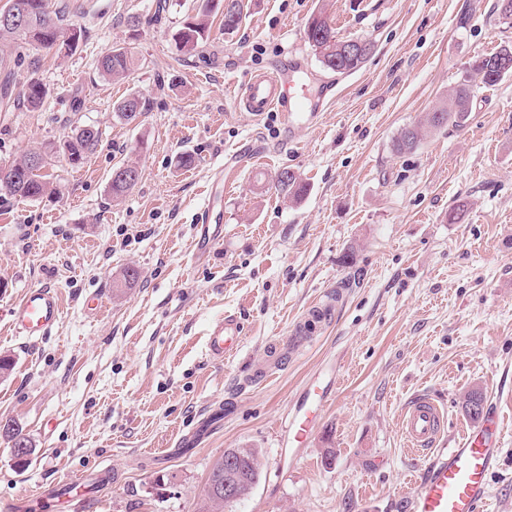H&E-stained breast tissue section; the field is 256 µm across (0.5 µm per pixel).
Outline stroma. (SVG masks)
Returning <instances> with one entry per match:
<instances>
[{"label":"stroma","mask_w":512,"mask_h":512,"mask_svg":"<svg viewBox=\"0 0 512 512\" xmlns=\"http://www.w3.org/2000/svg\"><path fill=\"white\" fill-rule=\"evenodd\" d=\"M58 2L85 37L64 59L42 51L16 67L17 82L39 78L48 96L39 111L0 112V165L81 125L102 145L80 168L53 159L56 194L0 198V354L14 360L0 421L33 448L19 466L0 436V505L103 471L86 512H195L225 450L256 448L257 485L223 512H404L422 467L400 432L403 407L436 397L456 438L477 389L505 433L488 512H512V76L474 86L466 125L393 150L473 60L512 45V18L495 0H243L241 25L213 24L182 64L173 35L202 0L163 11L159 0ZM320 9L338 38L373 44L357 71L322 66L305 36ZM115 45L138 64L109 82L95 63ZM292 59L333 97L291 141L276 113L254 119L226 87ZM132 94L148 110L128 123L114 106ZM185 152L194 162L178 166ZM122 163L141 175L117 203L108 182ZM284 169L308 185L300 202L274 186ZM457 202L466 212L452 223ZM208 206L224 239L200 255ZM128 267L139 272L130 285ZM41 286L57 290L62 315L34 342L13 333L10 313ZM97 293L101 308H87ZM229 314L244 343L216 364L208 330ZM332 361L341 382L318 431L299 452L280 447L293 400Z\"/></svg>","instance_id":"stroma-1"}]
</instances>
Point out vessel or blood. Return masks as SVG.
Wrapping results in <instances>:
<instances>
[{
    "label": "vessel or blood",
    "mask_w": 512,
    "mask_h": 512,
    "mask_svg": "<svg viewBox=\"0 0 512 512\" xmlns=\"http://www.w3.org/2000/svg\"><path fill=\"white\" fill-rule=\"evenodd\" d=\"M328 94H313L307 83L289 69L250 75L238 89L237 107L260 117L279 113L287 138L316 127ZM197 247L209 250L224 238V228L203 211L198 220ZM60 299L55 289H28L12 310L15 334L36 340L47 335L61 318ZM243 342V325L233 315L215 322L207 339V355L220 362L235 356ZM337 390L335 379L314 380L303 391L294 411L282 427L281 445L304 448L317 430L322 409ZM499 416L492 413L475 421L457 439H449L443 408L427 394L411 399L403 408L400 430L422 459L424 473L417 489L406 501L407 512H485L489 478L501 455L502 433ZM86 494L79 482L66 483L65 491L54 497L35 496L10 505L9 512H82Z\"/></svg>",
    "instance_id": "b4317fda"
}]
</instances>
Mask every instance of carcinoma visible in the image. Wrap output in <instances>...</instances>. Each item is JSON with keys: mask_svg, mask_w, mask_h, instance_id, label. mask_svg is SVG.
<instances>
[{"mask_svg": "<svg viewBox=\"0 0 512 512\" xmlns=\"http://www.w3.org/2000/svg\"><path fill=\"white\" fill-rule=\"evenodd\" d=\"M221 0H205V3L196 14L187 17L182 27L175 33L176 43L185 54L194 53L200 44L206 41L211 31L209 22L210 13L215 3ZM10 9L28 12L37 26L31 30L11 29L0 25V49L8 48L20 59L24 55L41 50H55L59 56L72 54L74 45L59 41L68 31L77 27L69 16V12L52 4V0H8ZM224 29L233 30L238 27L242 19L241 0H228L224 5ZM306 36L308 41L318 51L320 62L330 70H340L344 73L353 72L361 67L366 60L364 56L347 57L340 51L342 40L337 38L328 17L324 13L314 14L307 23ZM134 68V59L125 48L113 46L104 51L96 61V70L99 75L108 80L123 79ZM0 71L4 72L0 80V103L9 108L19 102L27 108L36 109L44 104L47 97L45 85L38 79L31 77L23 85L18 95L10 90V77L13 75L11 60L6 54L0 55ZM512 74V46H504L499 51L476 58L470 65V76L479 79V83L492 87L505 76ZM471 81L459 85L450 97L447 108L438 109L427 115L425 123L402 130L393 142L394 150L401 153L418 146L427 129L438 128L447 122L452 115H464L469 111L472 94ZM147 111L146 102L137 95H131L115 106L117 116L125 121L136 120ZM102 142V132L97 130L91 134L82 126H77L71 136L66 139L64 156L72 166L85 163L97 152ZM275 187L285 193L289 200L298 202L308 192V187L302 179L282 170L276 177ZM55 192L52 184L44 179L40 173H32L28 180L11 196L23 199L36 200L46 194ZM484 397L480 390L473 389L467 393L463 407L466 414L473 420L480 418L483 412ZM237 469L231 473L224 471V460H219L212 468L204 494L197 503L196 512H219V509L228 505L224 497L218 495L215 489L224 487V480L230 479L238 482L244 495H249L260 478L258 451L254 448H243L236 457Z\"/></svg>", "mask_w": 512, "mask_h": 512, "instance_id": "1", "label": "carcinoma"}]
</instances>
